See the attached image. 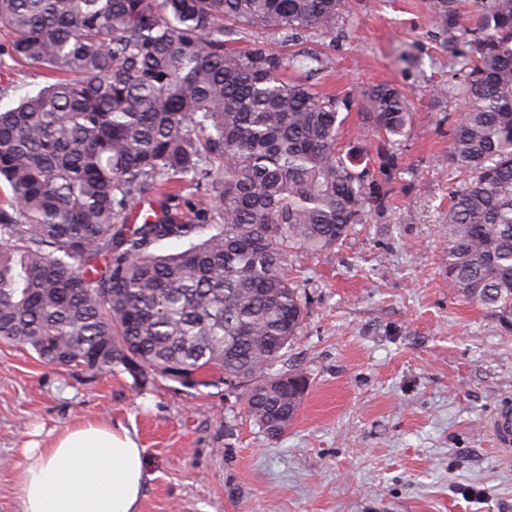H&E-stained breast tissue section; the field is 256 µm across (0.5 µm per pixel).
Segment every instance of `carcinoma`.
I'll return each instance as SVG.
<instances>
[{
    "mask_svg": "<svg viewBox=\"0 0 512 512\" xmlns=\"http://www.w3.org/2000/svg\"><path fill=\"white\" fill-rule=\"evenodd\" d=\"M345 0H0L6 53L53 82L0 110V343L88 372L209 386L207 370L263 386L246 394L270 436L295 418L300 372L272 373L304 304L288 255L348 236L376 194L371 159L341 154L344 102L284 72L324 60L233 47L243 30L328 32ZM466 104L448 133V278L512 327V0H480L461 25ZM392 143L403 92L365 95ZM162 195L161 216L131 223ZM185 240L161 253L166 240Z\"/></svg>",
    "mask_w": 512,
    "mask_h": 512,
    "instance_id": "obj_1",
    "label": "carcinoma"
}]
</instances>
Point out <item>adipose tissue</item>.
I'll use <instances>...</instances> for the list:
<instances>
[{
	"label": "adipose tissue",
	"mask_w": 512,
	"mask_h": 512,
	"mask_svg": "<svg viewBox=\"0 0 512 512\" xmlns=\"http://www.w3.org/2000/svg\"><path fill=\"white\" fill-rule=\"evenodd\" d=\"M144 450L120 425L84 422L25 449L15 474L19 512H140Z\"/></svg>",
	"instance_id": "ef3b65f1"
}]
</instances>
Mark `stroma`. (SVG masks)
I'll use <instances>...</instances> for the list:
<instances>
[{"instance_id": "obj_1", "label": "stroma", "mask_w": 512, "mask_h": 512, "mask_svg": "<svg viewBox=\"0 0 512 512\" xmlns=\"http://www.w3.org/2000/svg\"><path fill=\"white\" fill-rule=\"evenodd\" d=\"M439 0H348L335 30L294 51L326 58L315 89L344 100L339 145L376 158L383 204L335 248L296 253L289 275L305 310L274 370L307 390L272 438L246 412L244 388L175 391L153 376L91 375L0 345V512L22 450L76 422L119 424L145 450L140 512H512V460L486 428L512 400V330L468 302L445 262L444 162L463 102L433 95L459 79ZM49 81L0 57V106ZM384 84L409 95L396 143L375 135L363 95Z\"/></svg>"}]
</instances>
